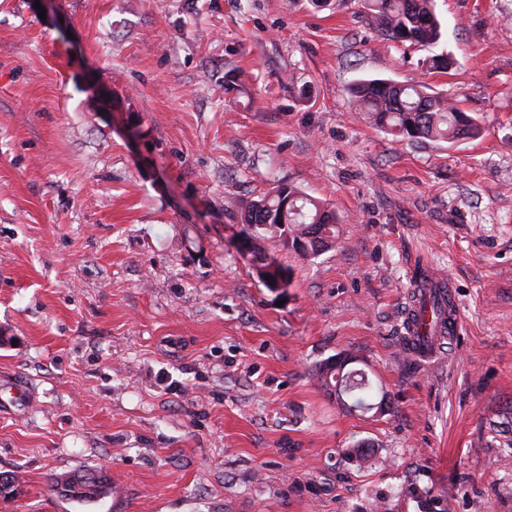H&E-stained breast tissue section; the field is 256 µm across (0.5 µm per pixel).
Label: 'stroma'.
Instances as JSON below:
<instances>
[{"label":"stroma","instance_id":"obj_1","mask_svg":"<svg viewBox=\"0 0 512 512\" xmlns=\"http://www.w3.org/2000/svg\"><path fill=\"white\" fill-rule=\"evenodd\" d=\"M34 3L0 0V512H512V0H436L444 74L360 0ZM362 78L483 134L381 132ZM280 183L338 223L314 258L269 242L274 291L238 242ZM421 270L461 316L432 365L403 348ZM339 356L387 413L320 386ZM76 471L110 493L60 498ZM251 265L259 279L271 289L284 290L285 288H288L289 274L285 272L287 269L283 267L281 263H279V265L285 271H282L277 266V263L273 262L271 259L261 263H251ZM266 276H269V280H266ZM50 480L52 490L60 497L84 502L105 496L111 490L109 478L101 472L61 474Z\"/></svg>","mask_w":512,"mask_h":512}]
</instances>
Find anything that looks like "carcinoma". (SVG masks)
I'll return each mask as SVG.
<instances>
[{
  "mask_svg": "<svg viewBox=\"0 0 512 512\" xmlns=\"http://www.w3.org/2000/svg\"><path fill=\"white\" fill-rule=\"evenodd\" d=\"M366 17L384 38L429 48L442 39V26L434 0H362ZM355 107L385 133L408 141L456 143L481 134L477 120L447 96L423 84L405 85L387 79H360L348 89ZM288 210L281 211L283 199ZM241 223L252 227L254 253H269L266 243L278 239L291 245L306 259L331 248L336 239V215L322 201L288 185H279L251 201ZM336 364L327 360L316 367L315 376L329 392L336 388ZM59 496L92 501L111 490L103 473H69L51 478Z\"/></svg>",
  "mask_w": 512,
  "mask_h": 512,
  "instance_id": "cac0c4a2",
  "label": "carcinoma"
}]
</instances>
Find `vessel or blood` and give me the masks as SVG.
Masks as SVG:
<instances>
[{
  "label": "vessel or blood",
  "instance_id": "vessel-or-blood-1",
  "mask_svg": "<svg viewBox=\"0 0 512 512\" xmlns=\"http://www.w3.org/2000/svg\"><path fill=\"white\" fill-rule=\"evenodd\" d=\"M413 294L416 301L412 303L406 316L408 350L416 358L429 361L439 355L443 341L456 332L459 315L453 312L445 320L434 318L432 313L422 312L417 298L424 295L437 298L443 303L453 300L454 291L451 284L443 278L423 274L416 278Z\"/></svg>",
  "mask_w": 512,
  "mask_h": 512
}]
</instances>
